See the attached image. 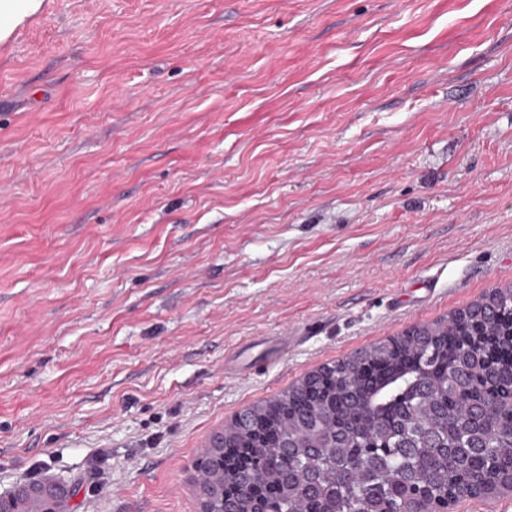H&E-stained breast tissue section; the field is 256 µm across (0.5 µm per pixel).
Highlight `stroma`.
Returning a JSON list of instances; mask_svg holds the SVG:
<instances>
[{"mask_svg": "<svg viewBox=\"0 0 512 512\" xmlns=\"http://www.w3.org/2000/svg\"><path fill=\"white\" fill-rule=\"evenodd\" d=\"M512 286V0H50L0 45V488L199 512L235 415Z\"/></svg>", "mask_w": 512, "mask_h": 512, "instance_id": "35a3bbf8", "label": "stroma"}]
</instances>
